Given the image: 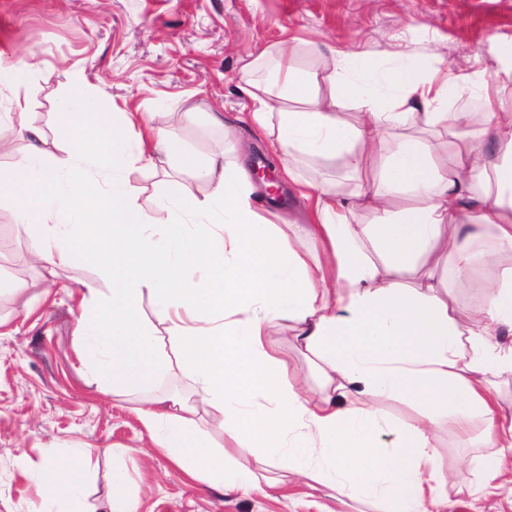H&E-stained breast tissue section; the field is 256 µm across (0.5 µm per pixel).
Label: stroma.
Instances as JSON below:
<instances>
[{
	"label": "stroma",
	"instance_id": "35a3bbf8",
	"mask_svg": "<svg viewBox=\"0 0 512 512\" xmlns=\"http://www.w3.org/2000/svg\"><path fill=\"white\" fill-rule=\"evenodd\" d=\"M509 39L512 0H0V65H29L37 92L28 110L52 167L69 157L56 101L76 78L95 86L103 111L154 113L194 155L220 145L249 168L269 156L271 132L253 123L255 104L240 88L247 54L291 49L296 64L316 70L325 61L308 52L310 41L361 54L415 47L464 72L481 62L492 78L504 67L497 45ZM215 112L232 137L210 123ZM15 224L13 200L0 198V274L23 290L0 291L7 322L0 335V512H49L35 477L51 456L73 448L89 454L69 467L57 494L83 483L85 512H107L116 467L131 480L138 512H372L283 471L282 487L265 495L191 481L140 420L150 392L112 394L77 355V290L96 278L95 267L77 264L47 286L31 260L36 235L18 233ZM435 446L443 470L483 453L478 436L463 439L445 423ZM501 483L478 501L448 486L446 512H512L511 471Z\"/></svg>",
	"mask_w": 512,
	"mask_h": 512
}]
</instances>
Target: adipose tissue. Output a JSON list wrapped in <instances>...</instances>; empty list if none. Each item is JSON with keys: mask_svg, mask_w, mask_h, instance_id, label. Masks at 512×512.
<instances>
[{"mask_svg": "<svg viewBox=\"0 0 512 512\" xmlns=\"http://www.w3.org/2000/svg\"><path fill=\"white\" fill-rule=\"evenodd\" d=\"M309 48L328 54L324 68L265 49L242 73L253 121L276 118L269 147L307 202L301 235L258 210L247 170L223 147L196 164L153 120L138 127L100 111L81 79L57 103L71 144L60 168L45 165L42 133L16 100L12 120L29 145L0 172V194L16 201L18 231L36 233L47 283L80 260L96 267L77 336L97 382L122 394L174 367L191 380L153 396L140 418L194 482L249 492L277 487L270 473L285 470L386 512H443L447 484L492 486L512 458V405L493 388L512 374V113L494 82L441 71L420 53ZM467 93L479 112L455 109ZM344 102L359 106L357 124L337 112ZM304 156L340 160L355 189L311 184ZM158 162L190 170L209 194L145 195L129 172ZM488 233L495 246H483ZM445 260L461 281L479 266L499 271L468 314L440 286ZM147 294L151 322L140 313ZM283 331L311 356L319 390L288 372L275 344ZM371 397L412 399L419 416L391 427ZM210 408L259 468L212 448L198 424ZM443 420L463 436L481 425L489 453L478 473L463 461L434 467Z\"/></svg>", "mask_w": 512, "mask_h": 512, "instance_id": "1", "label": "adipose tissue"}]
</instances>
